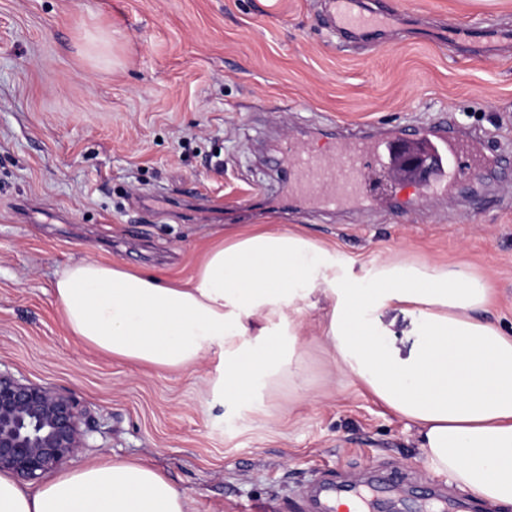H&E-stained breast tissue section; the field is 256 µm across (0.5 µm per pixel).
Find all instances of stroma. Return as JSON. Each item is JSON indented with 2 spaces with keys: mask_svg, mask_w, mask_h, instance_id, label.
I'll list each match as a JSON object with an SVG mask.
<instances>
[{
  "mask_svg": "<svg viewBox=\"0 0 512 512\" xmlns=\"http://www.w3.org/2000/svg\"><path fill=\"white\" fill-rule=\"evenodd\" d=\"M386 48L340 46L322 0H0V365L84 406L91 446L72 470L143 462L187 512H303L319 470L399 485L362 512H492L430 472L405 421L356 384L326 383L306 318L298 351L313 386L295 401L256 381L214 392L215 358L136 365L67 329L54 275L81 258L175 280L212 240L301 230L356 265L399 255L492 280L486 317L512 334V0H389ZM501 18L507 37L445 46L435 24ZM483 130L501 175L427 201L389 185L393 208L350 214L291 203L267 141L327 150L332 130L395 132L440 114Z\"/></svg>",
  "mask_w": 512,
  "mask_h": 512,
  "instance_id": "1",
  "label": "stroma"
}]
</instances>
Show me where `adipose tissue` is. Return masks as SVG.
<instances>
[{
	"instance_id": "adipose-tissue-1",
	"label": "adipose tissue",
	"mask_w": 512,
	"mask_h": 512,
	"mask_svg": "<svg viewBox=\"0 0 512 512\" xmlns=\"http://www.w3.org/2000/svg\"><path fill=\"white\" fill-rule=\"evenodd\" d=\"M53 289L71 333L112 357L176 370L218 356L231 402L250 400L258 378L305 396L295 352L304 313L323 309L317 342L337 379L411 424L433 473L512 508V335L481 318L493 287L468 268L393 256L359 275L306 234L258 229L213 242L185 281L84 258L58 270ZM384 310L414 316L408 355L385 342ZM186 510L182 491L128 459L35 488L0 474V512Z\"/></svg>"
}]
</instances>
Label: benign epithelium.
Returning a JSON list of instances; mask_svg holds the SVG:
<instances>
[{
  "instance_id": "benign-epithelium-1",
  "label": "benign epithelium",
  "mask_w": 512,
  "mask_h": 512,
  "mask_svg": "<svg viewBox=\"0 0 512 512\" xmlns=\"http://www.w3.org/2000/svg\"><path fill=\"white\" fill-rule=\"evenodd\" d=\"M428 168L425 154L402 145L392 150L387 174L416 185ZM85 416L72 396L0 368V473L39 482L77 459L90 447Z\"/></svg>"
}]
</instances>
